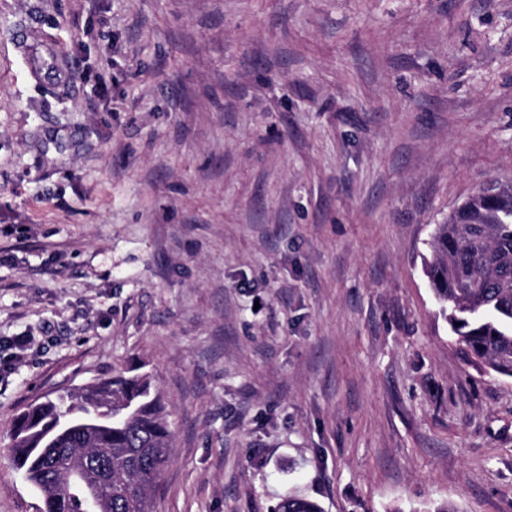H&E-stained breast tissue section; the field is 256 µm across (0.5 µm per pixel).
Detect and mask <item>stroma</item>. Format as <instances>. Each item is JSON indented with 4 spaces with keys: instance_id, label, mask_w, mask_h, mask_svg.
Here are the masks:
<instances>
[{
    "instance_id": "1",
    "label": "stroma",
    "mask_w": 512,
    "mask_h": 512,
    "mask_svg": "<svg viewBox=\"0 0 512 512\" xmlns=\"http://www.w3.org/2000/svg\"><path fill=\"white\" fill-rule=\"evenodd\" d=\"M491 178L512 0H0V512L16 416L137 368L155 512H512V378L422 267Z\"/></svg>"
}]
</instances>
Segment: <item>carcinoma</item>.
<instances>
[{
	"label": "carcinoma",
	"mask_w": 512,
	"mask_h": 512,
	"mask_svg": "<svg viewBox=\"0 0 512 512\" xmlns=\"http://www.w3.org/2000/svg\"><path fill=\"white\" fill-rule=\"evenodd\" d=\"M424 272L451 335L470 360L512 378V182L491 180L438 224ZM171 438L162 396L146 373L35 401L16 418L14 465L40 493L41 512H152ZM276 512H322L294 496Z\"/></svg>",
	"instance_id": "cac0c4a2"
}]
</instances>
